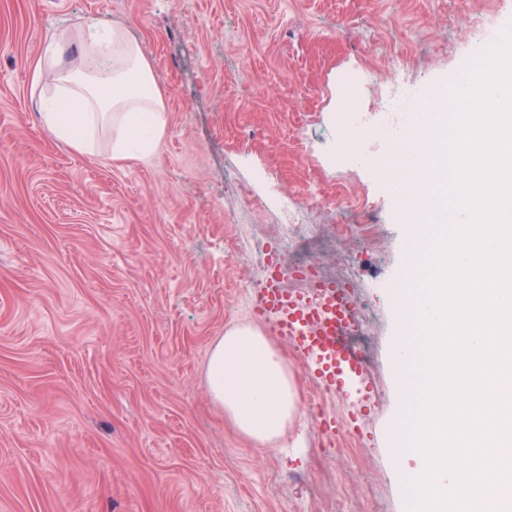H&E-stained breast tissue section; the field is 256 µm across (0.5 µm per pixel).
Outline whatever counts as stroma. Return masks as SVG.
<instances>
[{
  "mask_svg": "<svg viewBox=\"0 0 512 512\" xmlns=\"http://www.w3.org/2000/svg\"><path fill=\"white\" fill-rule=\"evenodd\" d=\"M512 0H0V512H410L385 443L398 404L391 290L408 226L392 174L326 161L355 108L403 81L472 69ZM138 39L167 125L156 151L82 153L41 123L62 31ZM263 198L247 205L242 189ZM314 194L318 256L353 268L373 402L358 427L254 304L253 255L278 204ZM249 325L288 367L298 413L256 447L213 402L205 368Z\"/></svg>",
  "mask_w": 512,
  "mask_h": 512,
  "instance_id": "obj_1",
  "label": "stroma"
}]
</instances>
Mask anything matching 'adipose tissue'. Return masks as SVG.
<instances>
[{
    "label": "adipose tissue",
    "mask_w": 512,
    "mask_h": 512,
    "mask_svg": "<svg viewBox=\"0 0 512 512\" xmlns=\"http://www.w3.org/2000/svg\"><path fill=\"white\" fill-rule=\"evenodd\" d=\"M66 38L49 43L57 69L41 112L44 125L73 149L93 148L98 132L111 134V155L151 153L167 120L160 90L139 42L120 26L91 29L80 41L87 71L61 67ZM205 383L213 402L257 444L277 439L298 412L281 356L247 327H234L209 355Z\"/></svg>",
    "instance_id": "obj_1"
}]
</instances>
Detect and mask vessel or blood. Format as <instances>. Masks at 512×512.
Segmentation results:
<instances>
[{"mask_svg": "<svg viewBox=\"0 0 512 512\" xmlns=\"http://www.w3.org/2000/svg\"><path fill=\"white\" fill-rule=\"evenodd\" d=\"M320 294L321 302L314 306L272 279L257 292V310L270 319L275 335L292 345L306 373L345 400L353 414L369 399L371 386L364 365L348 356L335 338V326L345 321L349 299L332 287L321 288Z\"/></svg>", "mask_w": 512, "mask_h": 512, "instance_id": "b4317fda", "label": "vessel or blood"}]
</instances>
